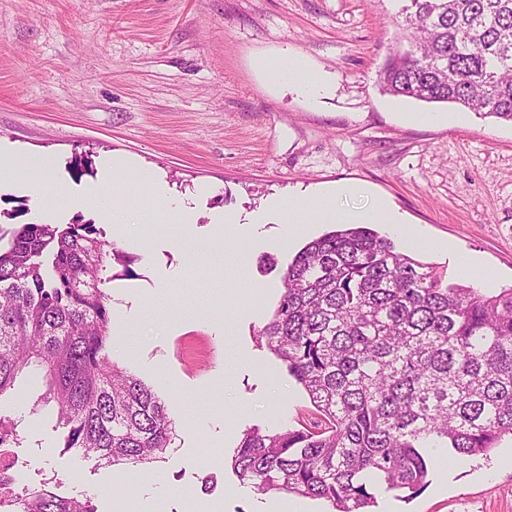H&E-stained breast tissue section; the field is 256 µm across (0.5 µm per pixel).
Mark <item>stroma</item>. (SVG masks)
<instances>
[{"label":"stroma","mask_w":512,"mask_h":512,"mask_svg":"<svg viewBox=\"0 0 512 512\" xmlns=\"http://www.w3.org/2000/svg\"><path fill=\"white\" fill-rule=\"evenodd\" d=\"M393 0H0V225L35 222L33 182L99 193L121 156L153 172V193L185 198L194 221L157 223L146 245L115 238L91 208L56 224L94 223L131 257L110 264L109 359L151 386L178 436L163 459L105 466L66 449L43 373L27 369L0 415L17 424L8 452L20 487L91 498L97 512H332L329 502L242 484L231 461L251 428L298 429L317 412L259 331L288 262L329 232L289 233L279 205L372 209L385 201L405 233L398 250L446 280L512 286V124L446 104L385 94L378 74L400 30ZM299 57L321 74L317 102L267 73ZM245 223L248 259L225 272L190 261L179 239L208 240L225 216ZM425 234L432 247L413 246ZM182 315L168 323L166 311ZM217 309L221 324L208 319ZM512 438L443 465L414 498L377 491L374 512H512Z\"/></svg>","instance_id":"stroma-1"}]
</instances>
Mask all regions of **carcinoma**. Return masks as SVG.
<instances>
[{
	"mask_svg": "<svg viewBox=\"0 0 512 512\" xmlns=\"http://www.w3.org/2000/svg\"><path fill=\"white\" fill-rule=\"evenodd\" d=\"M401 35L383 90L512 122V0H396ZM0 402L29 367L67 428L65 447L105 465L162 458L176 435L164 403L112 363L103 277L126 255L94 224L0 227ZM260 330L319 413L309 426L248 430L232 468L260 492L368 512L373 491L419 494L429 450L448 463L512 436V287L445 281L362 224L307 243ZM18 443L0 418V448ZM7 512H97L91 499L19 488L0 472Z\"/></svg>",
	"mask_w": 512,
	"mask_h": 512,
	"instance_id": "carcinoma-1",
	"label": "carcinoma"
}]
</instances>
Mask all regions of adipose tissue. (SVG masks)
<instances>
[{
    "instance_id": "1",
    "label": "adipose tissue",
    "mask_w": 512,
    "mask_h": 512,
    "mask_svg": "<svg viewBox=\"0 0 512 512\" xmlns=\"http://www.w3.org/2000/svg\"><path fill=\"white\" fill-rule=\"evenodd\" d=\"M265 67L273 73L277 80L295 85L301 94L311 100L321 96L324 83L319 75L312 72L303 60H269ZM152 181L150 172L137 169L124 160H117L112 166L113 193L108 198L94 196L73 197L65 193L51 180H44L37 184L36 192L42 202L44 214H51L64 208L96 206L106 220L112 221L117 234H124L122 206L126 194L132 187L145 186ZM289 222L292 225L323 224L336 222L339 224H374L390 225L394 231H402L403 225L399 218L390 211L385 204H378L368 212L340 213L330 208L314 209L303 200L292 199L287 204Z\"/></svg>"
}]
</instances>
